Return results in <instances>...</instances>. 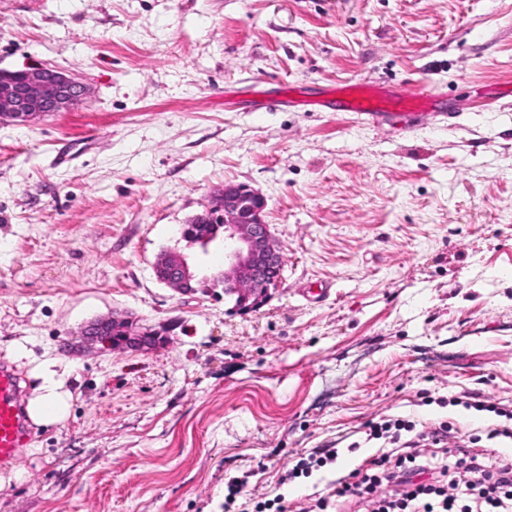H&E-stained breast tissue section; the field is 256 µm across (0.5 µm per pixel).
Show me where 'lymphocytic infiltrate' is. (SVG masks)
I'll return each instance as SVG.
<instances>
[{
    "instance_id": "lymphocytic-infiltrate-1",
    "label": "lymphocytic infiltrate",
    "mask_w": 512,
    "mask_h": 512,
    "mask_svg": "<svg viewBox=\"0 0 512 512\" xmlns=\"http://www.w3.org/2000/svg\"><path fill=\"white\" fill-rule=\"evenodd\" d=\"M415 428L404 418L376 422L371 438L403 443L404 454H383L373 467L337 478L303 512H337L357 498L366 501L363 512H512L511 458L460 445L433 463L422 458Z\"/></svg>"
}]
</instances>
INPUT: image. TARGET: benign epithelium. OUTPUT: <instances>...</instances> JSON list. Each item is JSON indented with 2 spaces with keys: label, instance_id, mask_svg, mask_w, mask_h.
<instances>
[{
  "label": "benign epithelium",
  "instance_id": "benign-epithelium-1",
  "mask_svg": "<svg viewBox=\"0 0 512 512\" xmlns=\"http://www.w3.org/2000/svg\"><path fill=\"white\" fill-rule=\"evenodd\" d=\"M86 95V86L66 71L43 66L0 69V123L26 122L35 116L65 112ZM265 208L264 196L249 186H224L215 203L198 214L224 225V271L217 277L202 264L191 263L184 254L171 251L156 263L157 279L182 294L229 290L239 299L240 309L258 307L269 295L264 283L281 274L284 266L271 225L264 219ZM84 335L106 351L116 345L139 350L150 342V337L134 332L129 321H94Z\"/></svg>",
  "mask_w": 512,
  "mask_h": 512
}]
</instances>
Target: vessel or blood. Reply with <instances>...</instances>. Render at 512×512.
Masks as SVG:
<instances>
[{
  "label": "vessel or blood",
  "mask_w": 512,
  "mask_h": 512,
  "mask_svg": "<svg viewBox=\"0 0 512 512\" xmlns=\"http://www.w3.org/2000/svg\"><path fill=\"white\" fill-rule=\"evenodd\" d=\"M301 107L327 108L336 112H352L386 123L397 129L410 127L423 112L447 111L444 98L431 88L405 85H383L354 81L328 88L313 100H301ZM34 421L25 401L21 376L15 366L0 361V468H11L22 448L30 442Z\"/></svg>",
  "instance_id": "obj_1"
}]
</instances>
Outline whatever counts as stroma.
I'll return each mask as SVG.
<instances>
[{
  "label": "stroma",
  "mask_w": 512,
  "mask_h": 512,
  "mask_svg": "<svg viewBox=\"0 0 512 512\" xmlns=\"http://www.w3.org/2000/svg\"><path fill=\"white\" fill-rule=\"evenodd\" d=\"M56 67L72 109L0 124V360L54 363L68 416L0 474V512H299L379 454L384 415L477 449L512 404V0H0V68ZM430 85L455 118L410 130L261 93ZM227 184L266 199L284 268L267 302L183 295L153 266ZM329 288L326 297L307 289ZM154 347L100 352L92 320ZM336 467L282 484L330 441ZM465 398V396H462ZM462 397H454L453 399L448 401V405L451 406H462L463 408L469 410L471 408L477 411H486L488 413H493L496 417H505L507 421H510V426L507 424L497 425L498 428H494L491 432L492 438L503 437L510 440V444H512V410H508L506 408H502L500 403H495L491 401H474L473 403L462 399Z\"/></svg>",
  "instance_id": "obj_1"
}]
</instances>
